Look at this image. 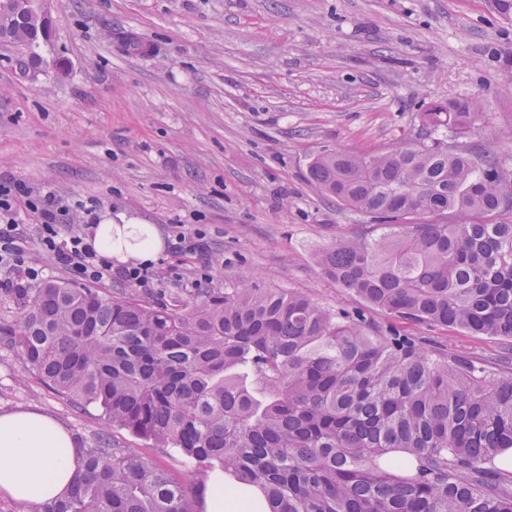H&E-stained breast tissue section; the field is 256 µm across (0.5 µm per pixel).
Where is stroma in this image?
<instances>
[{
  "instance_id": "obj_1",
  "label": "stroma",
  "mask_w": 512,
  "mask_h": 512,
  "mask_svg": "<svg viewBox=\"0 0 512 512\" xmlns=\"http://www.w3.org/2000/svg\"><path fill=\"white\" fill-rule=\"evenodd\" d=\"M51 35L32 62L0 44V183L54 190L66 224L106 214L155 227L158 277L101 282L111 295L194 301L252 269L264 288L360 307L317 264L333 231L366 223L307 180L323 152L388 150L414 137L437 101L479 99L483 124L512 131V20L492 0H54ZM141 45L133 51L128 38ZM205 251L171 252L177 233ZM37 279L86 281L20 227ZM427 346L512 369V343L436 326ZM36 408L85 447L99 435L181 476L176 451L110 426L101 409L44 384L0 346V412Z\"/></svg>"
}]
</instances>
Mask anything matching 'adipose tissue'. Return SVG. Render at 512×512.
I'll use <instances>...</instances> for the list:
<instances>
[{
  "label": "adipose tissue",
  "instance_id": "ef3b65f1",
  "mask_svg": "<svg viewBox=\"0 0 512 512\" xmlns=\"http://www.w3.org/2000/svg\"><path fill=\"white\" fill-rule=\"evenodd\" d=\"M111 219L93 226L90 242L105 259L149 262L160 239L149 224H128L113 236ZM80 474L77 445L69 431L52 417L33 410L0 413V494L26 503L60 496ZM205 512H251L250 497L225 486L223 474L206 481Z\"/></svg>",
  "mask_w": 512,
  "mask_h": 512
}]
</instances>
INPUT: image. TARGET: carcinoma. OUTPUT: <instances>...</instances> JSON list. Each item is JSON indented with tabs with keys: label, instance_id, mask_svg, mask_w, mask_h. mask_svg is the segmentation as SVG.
<instances>
[{
	"label": "carcinoma",
	"instance_id": "obj_1",
	"mask_svg": "<svg viewBox=\"0 0 512 512\" xmlns=\"http://www.w3.org/2000/svg\"><path fill=\"white\" fill-rule=\"evenodd\" d=\"M38 22L0 33L32 57ZM469 98L436 103L417 137L385 152L315 157L308 181L357 224L317 257L389 318L334 314L298 291L238 285L166 304L47 282L15 288L0 325L45 383L107 421L172 448L268 512H512V373L427 348L403 324L512 339V154L473 147ZM82 473L28 512H202L190 479L131 448L80 449Z\"/></svg>",
	"mask_w": 512,
	"mask_h": 512
}]
</instances>
